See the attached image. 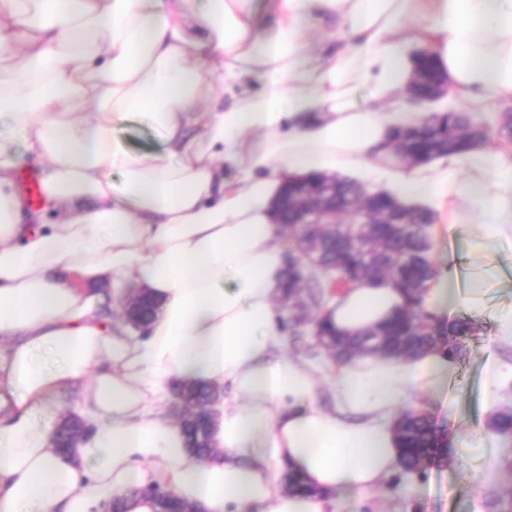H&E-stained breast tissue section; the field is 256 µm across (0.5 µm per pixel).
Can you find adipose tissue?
Here are the masks:
<instances>
[{
    "mask_svg": "<svg viewBox=\"0 0 512 512\" xmlns=\"http://www.w3.org/2000/svg\"><path fill=\"white\" fill-rule=\"evenodd\" d=\"M317 19L348 30L332 57L312 51ZM418 42L463 101L512 98V0H279L261 35L253 0H0V120L22 147L0 144V383L15 396L0 512H156L152 485L204 512H339L397 470L392 416L455 364L358 358L336 371L335 409L315 407L317 372L271 354L287 267L273 213L288 179L382 176L403 202L465 211L472 251L512 243V160L485 147L411 166L389 147L422 121L402 109ZM133 111L163 150L114 136ZM30 163L35 210L17 181ZM458 279L448 266L426 308L479 307L481 282ZM132 288L159 304L144 338L115 315ZM403 305L366 280L328 314L354 334ZM199 379L214 391L204 457L167 406L173 382ZM70 408L92 432L64 453L36 416ZM289 471L309 493L285 489Z\"/></svg>",
    "mask_w": 512,
    "mask_h": 512,
    "instance_id": "adipose-tissue-1",
    "label": "adipose tissue"
}]
</instances>
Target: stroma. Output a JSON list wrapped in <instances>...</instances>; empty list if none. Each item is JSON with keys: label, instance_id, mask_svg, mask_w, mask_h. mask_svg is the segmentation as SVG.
<instances>
[{"label": "stroma", "instance_id": "35a3bbf8", "mask_svg": "<svg viewBox=\"0 0 512 512\" xmlns=\"http://www.w3.org/2000/svg\"><path fill=\"white\" fill-rule=\"evenodd\" d=\"M114 133L138 152L151 153L162 147L158 133L141 112L131 113ZM429 233L430 257L437 268L455 260L459 263L460 287H467L474 278L485 282L481 307L457 311L474 327L468 357L457 363L440 393L428 395L414 390L408 400L409 407L425 409L445 420L453 462L444 467L430 466L422 479L395 472L382 486L364 495L360 512H512V476L501 466L504 458L512 459V440L497 436L477 447L463 443L468 434L488 427L490 414L482 393L486 363L495 360L512 365V342L497 336L498 318L512 311V245L503 243L488 251L470 253L463 223L452 227L437 220ZM272 353L288 354L321 367L317 403L334 408L332 380L336 365L317 345L311 326L275 342Z\"/></svg>", "mask_w": 512, "mask_h": 512}]
</instances>
